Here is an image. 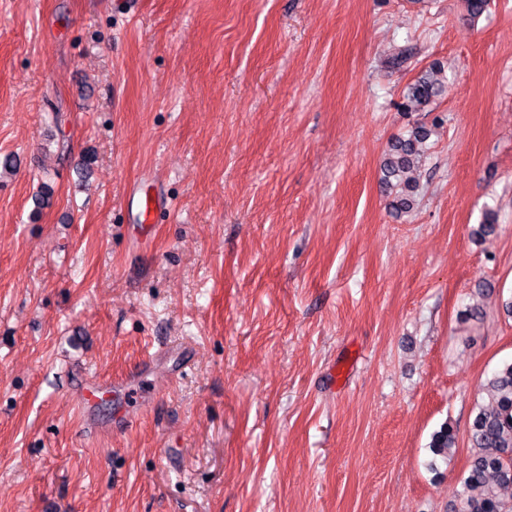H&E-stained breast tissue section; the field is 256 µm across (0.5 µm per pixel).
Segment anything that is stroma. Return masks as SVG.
I'll return each instance as SVG.
<instances>
[{"label": "stroma", "mask_w": 512, "mask_h": 512, "mask_svg": "<svg viewBox=\"0 0 512 512\" xmlns=\"http://www.w3.org/2000/svg\"><path fill=\"white\" fill-rule=\"evenodd\" d=\"M7 155L0 512H451L512 362V0H0ZM142 178L172 200L144 247ZM442 73L443 69L436 64L412 83H409L403 94L401 106L403 111L418 112L428 106L439 91V77ZM430 130L425 126H414L407 135L396 137L390 144L383 160V184L397 197L393 205L396 212H408L413 207L419 184L413 176L425 152ZM392 180L395 182L393 183ZM455 434L453 428L445 423L441 425L440 429L435 431L431 436L429 448L434 456L441 459H448V455L452 453L453 448L456 447Z\"/></svg>", "instance_id": "1"}]
</instances>
